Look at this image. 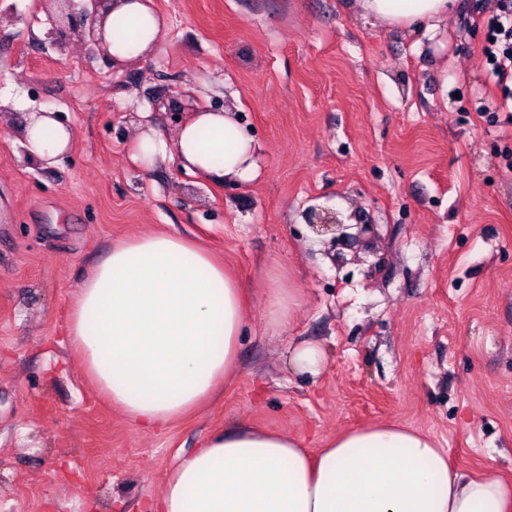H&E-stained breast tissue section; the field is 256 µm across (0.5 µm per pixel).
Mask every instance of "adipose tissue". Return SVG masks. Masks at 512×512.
Instances as JSON below:
<instances>
[{
	"label": "adipose tissue",
	"mask_w": 512,
	"mask_h": 512,
	"mask_svg": "<svg viewBox=\"0 0 512 512\" xmlns=\"http://www.w3.org/2000/svg\"><path fill=\"white\" fill-rule=\"evenodd\" d=\"M392 28L434 27L456 0H352ZM129 26L123 40L115 23ZM102 46L119 63L146 60L166 23L152 0H110L97 21ZM25 149L44 166L67 151L72 128L48 109L28 112ZM258 146L235 112L202 110L173 137L136 132L134 163L177 159L214 183L253 180ZM261 287L269 324H287L297 289L279 275ZM246 289L203 246L152 233L113 246L78 285L68 328L80 366L112 406L161 432L208 404L237 365ZM153 512H512V485L448 464L428 434L371 424L330 438L310 456L297 437L264 428L218 432L169 470Z\"/></svg>",
	"instance_id": "obj_1"
}]
</instances>
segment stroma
Wrapping results in <instances>:
<instances>
[{"mask_svg": "<svg viewBox=\"0 0 512 512\" xmlns=\"http://www.w3.org/2000/svg\"><path fill=\"white\" fill-rule=\"evenodd\" d=\"M167 23L147 62L80 38L46 42L58 0H0V512H151L177 457L242 425L317 452L349 428L429 433L456 468L512 483V100L487 70L475 0L411 32L342 0H154ZM229 108L259 175L207 182L166 158L129 159L135 124ZM50 107L76 135L59 163L24 147ZM366 217L338 252L309 207ZM196 240L252 288L274 271L301 304L268 325L251 297L216 401L146 432L110 407L68 344L83 276L119 241ZM304 340L319 377L287 365ZM325 360L324 349L311 342L302 341L288 349V367L296 373L318 376L324 368Z\"/></svg>", "mask_w": 512, "mask_h": 512, "instance_id": "1", "label": "stroma"}]
</instances>
